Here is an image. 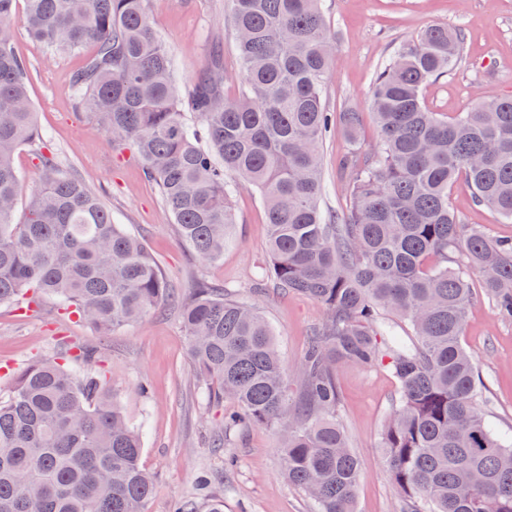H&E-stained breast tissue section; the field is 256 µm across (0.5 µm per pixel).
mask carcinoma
<instances>
[{"label": "carcinoma", "instance_id": "cac0c4a2", "mask_svg": "<svg viewBox=\"0 0 512 512\" xmlns=\"http://www.w3.org/2000/svg\"><path fill=\"white\" fill-rule=\"evenodd\" d=\"M149 2L0 0V304L46 299L103 336L177 306L206 397L232 403L212 447H230L252 426L271 429L285 478L313 512H357L359 463L337 415L336 365L385 359L399 395L381 448L399 512H512V443L488 424L461 342L476 282L512 320V241L449 206L463 177L475 205L512 222V97L478 100L451 117L432 112L422 89L455 67L461 32L431 26L401 45L368 96L380 149L341 161L351 205L340 218L321 207L334 44L323 0H226L241 62L234 99L224 98L219 54L190 85L177 82ZM21 31L53 57L92 48L70 76L73 103L112 149L133 147L197 258L224 256L237 223L233 197L259 193L267 277L324 309L295 371L286 372L256 306L205 283L175 298L145 243L60 164L35 124L30 67L15 48ZM339 121L353 139L361 112ZM25 144L35 146L40 184L19 222L14 154ZM382 311L410 326L413 346L383 342ZM78 359L33 361L0 401V512H147L155 478L142 463L140 432L95 362L78 372ZM199 486L200 497L173 512H224L215 481Z\"/></svg>", "mask_w": 512, "mask_h": 512}]
</instances>
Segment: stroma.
<instances>
[{
    "instance_id": "obj_1",
    "label": "stroma",
    "mask_w": 512,
    "mask_h": 512,
    "mask_svg": "<svg viewBox=\"0 0 512 512\" xmlns=\"http://www.w3.org/2000/svg\"><path fill=\"white\" fill-rule=\"evenodd\" d=\"M325 16L336 37L324 80L327 106L333 112L356 107L363 112V124L358 143H351L339 128L321 146L323 209L343 215L349 208L337 160L356 145L365 152L379 147V130L366 102L375 70L426 27L448 25L464 34L454 71L422 92L427 109L453 115L476 98L512 95V0H325ZM149 18L181 84L208 64L210 33L218 26L223 29L224 67L238 70L224 0H151ZM16 50L32 70L30 96L37 126L49 135L59 160L101 194L115 223L143 239L181 297L207 283L257 305L275 332L286 369H295L323 310L311 298L272 287L252 294V281L269 266L267 216L258 193L244 190L236 195L237 240L225 248L223 259H196L176 236L172 213L146 177L137 153L114 151L98 125L76 111L69 78L82 57L48 58L42 46L23 34L17 37ZM449 203L465 223L482 225L497 239L512 237V223L475 206L466 184L456 186ZM49 308L46 302L26 311L0 305V395L8 394L13 377L36 358L80 348L94 352L121 393L125 417L144 429L142 462L156 477L147 512H170L174 501L195 496L203 471L223 475L224 512H312L305 493L283 477L277 440L267 428L249 429L229 448L236 465L225 469V456L209 443L224 410L204 398L187 356L184 329L172 308L161 307L107 337L74 317L50 315ZM463 343L490 400V425L512 437V322L498 320L484 292H477L470 306ZM336 379L340 418L360 467L358 512H397L399 494L379 443L398 383L382 362L368 367L339 364Z\"/></svg>"
}]
</instances>
